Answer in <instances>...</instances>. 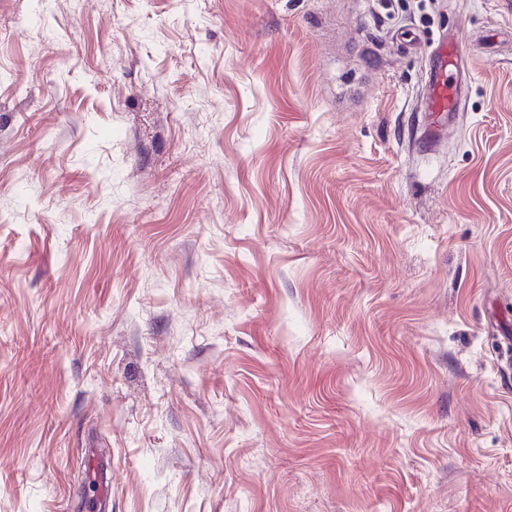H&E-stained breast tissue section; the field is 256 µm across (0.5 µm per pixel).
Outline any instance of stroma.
Segmentation results:
<instances>
[{"mask_svg":"<svg viewBox=\"0 0 512 512\" xmlns=\"http://www.w3.org/2000/svg\"><path fill=\"white\" fill-rule=\"evenodd\" d=\"M87 448L107 512H512V0H0V512ZM457 39L440 38L426 69L424 111L430 117L426 143L429 147L439 138L443 126L459 111L466 90L464 60ZM85 458L87 462V476L89 479H94L98 486V497L100 500H107L109 496L108 478L103 476V461L99 454L96 453L95 448H87L85 450Z\"/></svg>","mask_w":512,"mask_h":512,"instance_id":"35a3bbf8","label":"stroma"}]
</instances>
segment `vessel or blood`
<instances>
[{
    "mask_svg": "<svg viewBox=\"0 0 512 512\" xmlns=\"http://www.w3.org/2000/svg\"><path fill=\"white\" fill-rule=\"evenodd\" d=\"M466 90L464 61L458 40H438L426 70L425 106L430 117L428 139L436 141L450 116L459 109ZM87 475L98 486L99 499L109 496V484L103 476V461L95 449L85 451Z\"/></svg>",
    "mask_w": 512,
    "mask_h": 512,
    "instance_id": "1",
    "label": "vessel or blood"
}]
</instances>
